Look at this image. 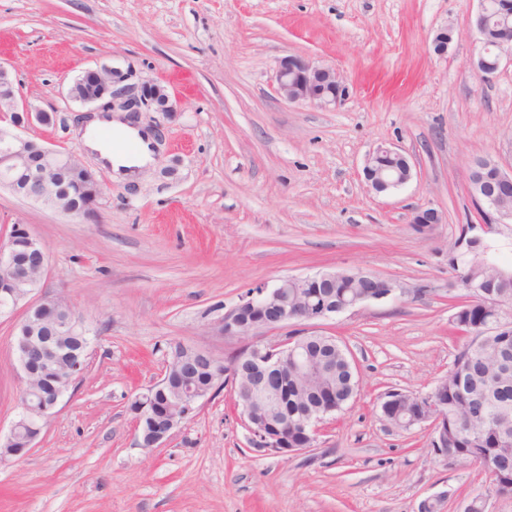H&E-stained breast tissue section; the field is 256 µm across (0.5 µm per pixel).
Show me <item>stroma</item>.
<instances>
[{
  "mask_svg": "<svg viewBox=\"0 0 512 512\" xmlns=\"http://www.w3.org/2000/svg\"><path fill=\"white\" fill-rule=\"evenodd\" d=\"M478 0H0V65L34 108L56 114L27 134L99 168L96 221L0 188V239L28 224L50 252L45 293L84 317L88 367L35 448L0 461V512H443L475 496L512 512L480 467H449L432 431L383 420L390 390L423 395L460 344L450 289L463 225L476 224L475 160L512 168V65L482 85L469 65ZM456 34L444 57L431 41ZM336 67L349 88L322 110L275 91L279 58ZM108 65L164 84L177 109L142 112L154 163L119 182L83 143L66 88ZM403 149L413 176L370 192L368 152ZM432 208L441 223L408 217ZM364 271L402 297L321 321L349 349L358 394L320 425L317 447L283 458L249 445L231 387L213 391L159 448L137 445L129 405L156 382L173 346L225 358L224 312L259 284ZM15 318L0 317V440L19 408Z\"/></svg>",
  "mask_w": 512,
  "mask_h": 512,
  "instance_id": "stroma-1",
  "label": "stroma"
}]
</instances>
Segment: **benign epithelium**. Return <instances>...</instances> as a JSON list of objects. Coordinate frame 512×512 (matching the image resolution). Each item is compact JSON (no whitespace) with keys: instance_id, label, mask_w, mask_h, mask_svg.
Segmentation results:
<instances>
[{"instance_id":"7a95c632","label":"benign epithelium","mask_w":512,"mask_h":512,"mask_svg":"<svg viewBox=\"0 0 512 512\" xmlns=\"http://www.w3.org/2000/svg\"><path fill=\"white\" fill-rule=\"evenodd\" d=\"M480 9L476 18L479 32L478 45L470 58V65L484 84L493 82L507 64H512V25L501 24L497 29L502 36L496 40L489 37L491 15L505 19L512 17V0H479ZM453 27L446 25L435 33L432 39L433 53L443 57L453 41ZM131 74L106 65L85 69L68 87L67 98L86 108L83 118L87 119L101 113L116 110L139 112L146 108L152 112L164 114L176 111L175 105L165 86L144 81L137 85L128 83ZM276 91L289 103H309L321 108H336L345 101L348 87L342 81L336 68L327 66L309 57L285 56L278 61L275 72ZM0 102L15 118L0 126V187H6L23 199L37 204L46 203L55 195L67 196V178L73 165L79 164L93 175L98 171L78 159L70 152H61L45 145L37 148L31 139L24 135L25 129L33 122L47 121V113L35 110L27 103L18 85L8 72L0 66ZM385 154L398 159L409 160L399 148L386 143L373 147L365 160L363 168L365 183L369 191L375 185H383L382 195L394 193L412 177V164L405 169H396L391 173L376 171L372 166V157ZM494 169V177L489 184L471 191L476 205H485L488 211L481 224H470L462 233L460 243L471 246L473 238L467 233L479 228L484 233L496 231L499 224L512 222V207L501 204L502 191L512 189V170H503L497 162L486 158L471 167L473 171ZM99 200L81 208L71 207L61 201L56 202L54 210L66 215L91 218L97 214ZM26 235L29 250L26 256L17 260L10 247L13 237L0 242V267L15 273L23 272L27 265H37L40 277L36 289L23 296L13 295L11 283L0 281V296L12 299L3 309L12 313L18 305H23V318L18 325L20 339L19 355L14 357L17 370L22 379L20 397L21 412L12 425L8 442L11 447L3 449L0 456L22 457L35 447L40 431L36 428L25 430L24 426L33 416L46 419L59 405L69 388L86 369L85 357L69 361L66 365H55L50 344L46 340H32L25 335L29 321L39 313L50 316L62 310L65 316L55 322L58 335H72L80 332L86 336L83 316L68 304L61 295L42 293L49 270V251L46 245L35 236L27 226L15 223L11 233ZM346 276L344 272L325 271L313 276L286 277L274 287L259 285L241 296L238 304L224 312L220 320V332L227 338L242 341L234 352L238 365L252 375V383L246 388L237 387V372L230 367L226 372H218L213 377V387L231 384L236 396V405L240 409V420L250 435V444L276 456H293L318 445L319 424L324 418L336 411L331 402L322 403L317 409H305L296 419L297 428L288 430V422L267 424L268 399L271 378H288V360L296 361L295 369L303 370L306 365L298 362V352L305 337H315L317 333L308 330V326L352 310L366 302H380L393 297L399 291L395 283L373 274H366L368 288L345 298L336 296V281ZM312 280L322 281L326 292L318 302L308 301L303 308L292 301V289ZM300 327V331L284 336L274 343L262 342L264 334L288 328ZM56 367V384L50 391L42 389L41 372L44 367ZM442 382L423 397L421 415L416 423L428 424L433 432V447L445 450L444 423L448 421L447 404L440 401ZM170 367H165L159 381L136 394L130 405L135 415V437L142 448L162 446L193 413L207 394L195 390L186 384L180 391L181 398L172 399ZM405 393L389 390L381 403V416L390 425L405 414Z\"/></svg>"}]
</instances>
